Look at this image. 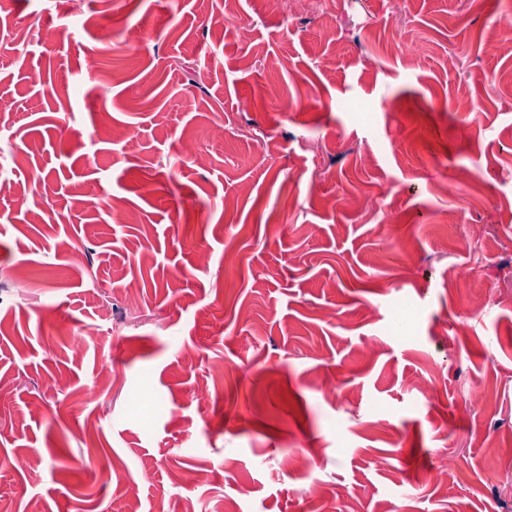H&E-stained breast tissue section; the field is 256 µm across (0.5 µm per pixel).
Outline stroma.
<instances>
[{
	"label": "stroma",
	"instance_id": "obj_1",
	"mask_svg": "<svg viewBox=\"0 0 512 512\" xmlns=\"http://www.w3.org/2000/svg\"><path fill=\"white\" fill-rule=\"evenodd\" d=\"M81 2L0 0L27 35L0 38V499L307 512L311 482L317 512H512V48L491 45L512 0H328V24L237 0L220 31L224 0ZM463 235L496 242L482 276ZM493 282L502 304L468 319ZM440 451L457 470L434 488Z\"/></svg>",
	"mask_w": 512,
	"mask_h": 512
}]
</instances>
